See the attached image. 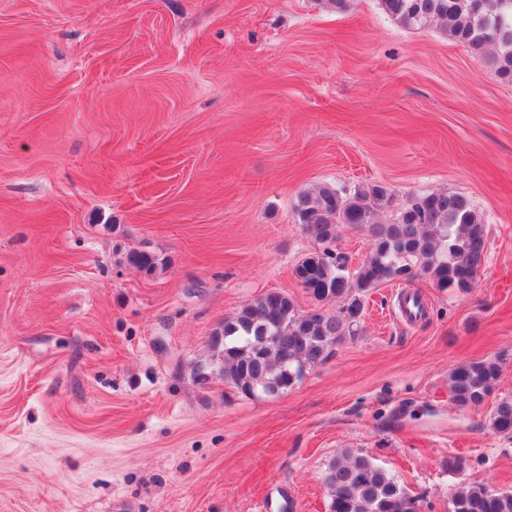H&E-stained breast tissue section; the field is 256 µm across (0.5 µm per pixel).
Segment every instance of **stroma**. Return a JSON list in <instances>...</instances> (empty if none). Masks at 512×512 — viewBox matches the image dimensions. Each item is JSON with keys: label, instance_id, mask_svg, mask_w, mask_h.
Listing matches in <instances>:
<instances>
[{"label": "stroma", "instance_id": "stroma-1", "mask_svg": "<svg viewBox=\"0 0 512 512\" xmlns=\"http://www.w3.org/2000/svg\"><path fill=\"white\" fill-rule=\"evenodd\" d=\"M324 183L470 196L474 288L370 290L358 335L286 393L198 381L243 305L317 309L292 204ZM401 291L427 305L415 324ZM486 358L493 393L457 407L451 369ZM506 398L512 83L478 56L380 0H0V512H259L271 493L330 512L346 448L448 512L460 484L512 490L488 424Z\"/></svg>", "mask_w": 512, "mask_h": 512}]
</instances>
